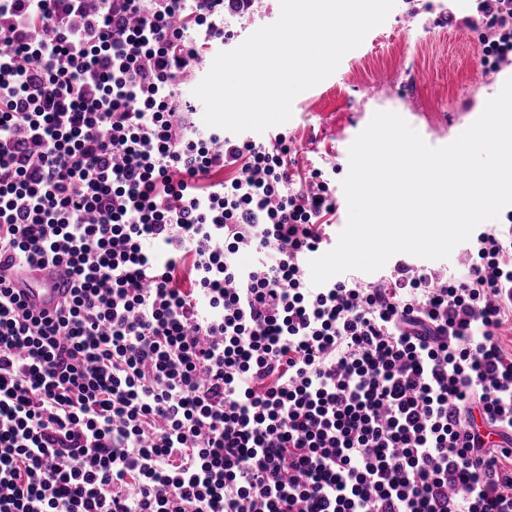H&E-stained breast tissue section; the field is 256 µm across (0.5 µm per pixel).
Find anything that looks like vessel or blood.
<instances>
[{"mask_svg": "<svg viewBox=\"0 0 512 512\" xmlns=\"http://www.w3.org/2000/svg\"><path fill=\"white\" fill-rule=\"evenodd\" d=\"M10 285L37 313H54L71 291V282L50 264L26 267L12 275Z\"/></svg>", "mask_w": 512, "mask_h": 512, "instance_id": "vessel-or-blood-1", "label": "vessel or blood"}]
</instances>
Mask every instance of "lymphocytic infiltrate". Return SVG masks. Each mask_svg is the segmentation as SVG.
Masks as SVG:
<instances>
[{
    "label": "lymphocytic infiltrate",
    "mask_w": 512,
    "mask_h": 512,
    "mask_svg": "<svg viewBox=\"0 0 512 512\" xmlns=\"http://www.w3.org/2000/svg\"><path fill=\"white\" fill-rule=\"evenodd\" d=\"M250 3L0 0V512H512V227L312 285L335 189L178 92ZM461 23L512 60V0ZM507 214H512V206L504 208L497 219L488 220V221H485V222L481 223L480 225H478L476 227V229L473 231L470 239L473 236L480 233L481 231H484L487 227H489L491 225H498V224H502V222H507V220H506ZM469 240L467 242L457 245L453 249V251L448 259L426 260V259L418 258V257L412 256L409 254L399 253V254L392 256L388 260L386 265L382 269H380L376 272H373V273H364V272H360V271H355V272L367 281L376 280V279L380 278L381 276L388 274L390 269L392 268V266L395 264V262L402 260V261H405L413 266L436 269L445 275L447 274L448 276L454 275L457 273V271L460 268L459 264L464 257L465 249H466V246H467V243L469 242ZM10 285L37 314L54 313L72 286L70 280L51 264L27 266L12 275Z\"/></svg>",
    "instance_id": "lymphocytic-infiltrate-1"
}]
</instances>
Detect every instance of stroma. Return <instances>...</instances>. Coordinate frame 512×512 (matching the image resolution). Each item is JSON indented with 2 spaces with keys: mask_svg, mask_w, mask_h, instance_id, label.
I'll list each match as a JSON object with an SVG mask.
<instances>
[{
  "mask_svg": "<svg viewBox=\"0 0 512 512\" xmlns=\"http://www.w3.org/2000/svg\"><path fill=\"white\" fill-rule=\"evenodd\" d=\"M453 8L469 15V0H396L385 22L347 53L337 70L300 93L284 131L297 149L293 168L322 172L338 192L336 221L329 229L338 237L348 221V205L339 186L349 171L346 145L369 124L375 112L403 117L433 147L452 142L480 115L486 98L496 96L512 64L473 83L482 33L457 25L436 24L438 14ZM383 80L382 92L370 96L367 86Z\"/></svg>",
  "mask_w": 512,
  "mask_h": 512,
  "instance_id": "obj_1",
  "label": "stroma"
}]
</instances>
